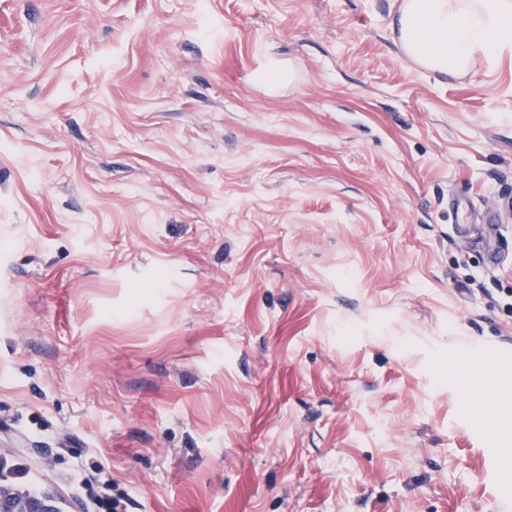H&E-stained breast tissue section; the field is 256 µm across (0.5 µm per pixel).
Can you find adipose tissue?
Returning a JSON list of instances; mask_svg holds the SVG:
<instances>
[{
  "label": "adipose tissue",
  "mask_w": 512,
  "mask_h": 512,
  "mask_svg": "<svg viewBox=\"0 0 512 512\" xmlns=\"http://www.w3.org/2000/svg\"><path fill=\"white\" fill-rule=\"evenodd\" d=\"M417 25L447 72L512 51V0H421Z\"/></svg>",
  "instance_id": "adipose-tissue-1"
}]
</instances>
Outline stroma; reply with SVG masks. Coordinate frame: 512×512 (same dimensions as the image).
<instances>
[{"mask_svg":"<svg viewBox=\"0 0 512 512\" xmlns=\"http://www.w3.org/2000/svg\"><path fill=\"white\" fill-rule=\"evenodd\" d=\"M396 0H0V457L64 512H512V53ZM495 220L489 266L462 224ZM417 25L448 73L464 72L479 59L512 51L511 0H420ZM396 45L419 70L443 77L409 38L392 32Z\"/></svg>","mask_w":512,"mask_h":512,"instance_id":"stroma-1","label":"stroma"}]
</instances>
